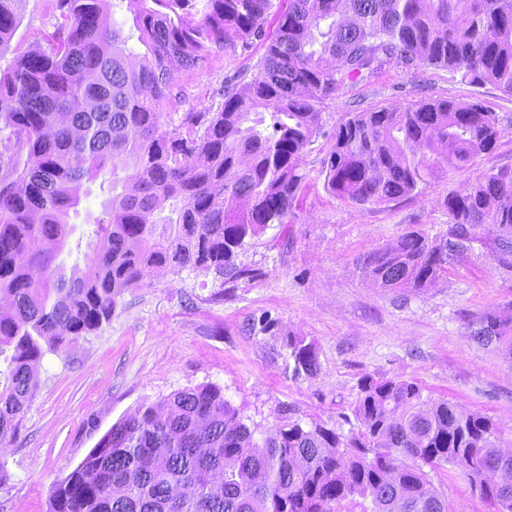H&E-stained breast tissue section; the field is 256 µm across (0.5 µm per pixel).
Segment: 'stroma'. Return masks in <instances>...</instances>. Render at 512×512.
Masks as SVG:
<instances>
[{
	"mask_svg": "<svg viewBox=\"0 0 512 512\" xmlns=\"http://www.w3.org/2000/svg\"><path fill=\"white\" fill-rule=\"evenodd\" d=\"M52 13L53 0H21L10 55L41 39ZM261 54L256 43L215 49L202 68L174 73L181 95L164 110L165 128H175L184 113L217 109L215 91L225 77L253 70ZM422 84L430 95L478 100L496 112L502 129L496 148L389 204L357 205L329 192L322 161L347 113L406 106L420 99ZM503 166L512 167V96L494 86L473 87L443 68H390L340 92L303 155L307 180L299 204L287 223L267 226L238 256V266L255 270V277L159 271L126 290L96 332L45 352L19 431L0 442V512H48L53 485L114 423L142 403L200 384L221 388L260 438L290 419L349 433L355 424L345 416L362 377L412 379L425 394L490 418L498 445L512 449V357L498 343L481 346L471 338L472 320L512 305V268L475 241L435 287L416 295L373 287L357 269L361 255L406 231L446 233L444 198ZM111 184V170H103L82 196L77 230L62 255L86 274L85 247ZM291 336L313 344L314 376L296 378L286 368L284 342ZM430 478L448 512H490L452 466Z\"/></svg>",
	"mask_w": 512,
	"mask_h": 512,
	"instance_id": "35a3bbf8",
	"label": "stroma"
}]
</instances>
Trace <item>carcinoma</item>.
<instances>
[{"label":"carcinoma","instance_id":"carcinoma-1","mask_svg":"<svg viewBox=\"0 0 512 512\" xmlns=\"http://www.w3.org/2000/svg\"><path fill=\"white\" fill-rule=\"evenodd\" d=\"M153 6H148L147 2ZM0 0V59L19 26ZM139 49L106 21L111 0H54L53 31L0 68V440L19 428L45 346L86 336L117 300L154 273L213 270L236 260L298 204L305 150L322 106L389 67L444 68L512 96V0H127ZM254 41L263 53L245 84L235 74L215 112H187L173 130L164 106L178 70L215 47ZM496 113L479 101L424 97L404 108L347 113L323 160L328 190L360 205L418 193L426 178L464 169L497 145ZM132 168L108 199L86 259L58 261L73 232L74 187L105 168ZM444 234L410 230L360 258L379 288L421 292L490 227L512 258V168L480 173L445 197ZM169 215L158 216L164 209ZM479 344L512 355V314L476 318ZM293 375L319 370L312 344L286 342ZM352 408L358 431L298 421L262 441L222 390L198 385L143 404L55 484L49 512H448L429 471L452 465L493 508L512 512V455L486 416L424 394L413 380L366 376Z\"/></svg>","mask_w":512,"mask_h":512}]
</instances>
